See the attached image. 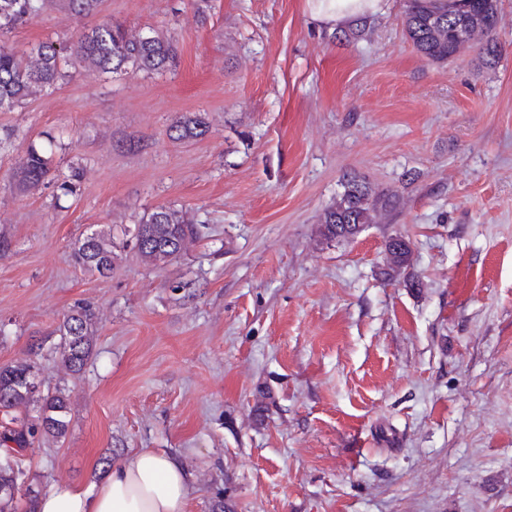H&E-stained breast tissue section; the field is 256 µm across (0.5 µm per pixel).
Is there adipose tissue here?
Masks as SVG:
<instances>
[{"label":"adipose tissue","instance_id":"ef3b65f1","mask_svg":"<svg viewBox=\"0 0 512 512\" xmlns=\"http://www.w3.org/2000/svg\"><path fill=\"white\" fill-rule=\"evenodd\" d=\"M315 22L329 28L385 14L390 0H306ZM192 481L179 460L152 450L114 464L94 488L61 482L36 503L37 512H186Z\"/></svg>","mask_w":512,"mask_h":512}]
</instances>
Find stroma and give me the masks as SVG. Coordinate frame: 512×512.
Masks as SVG:
<instances>
[{
  "instance_id": "obj_1",
  "label": "stroma",
  "mask_w": 512,
  "mask_h": 512,
  "mask_svg": "<svg viewBox=\"0 0 512 512\" xmlns=\"http://www.w3.org/2000/svg\"><path fill=\"white\" fill-rule=\"evenodd\" d=\"M405 9L340 37L306 0H102L82 18L57 0L11 33L24 50L112 18L180 48L174 70L72 67L0 112V366L35 361L71 408L24 457L36 494L153 449L192 475L188 512H512V0L493 66L423 59ZM192 112L208 134L175 139ZM43 131L60 171L83 168L58 208L15 185ZM350 177L401 206L326 240ZM161 205L200 237L153 266L126 232ZM102 231L107 278L71 259ZM395 234L420 287L383 275ZM80 303L99 330L73 375L58 328Z\"/></svg>"
}]
</instances>
